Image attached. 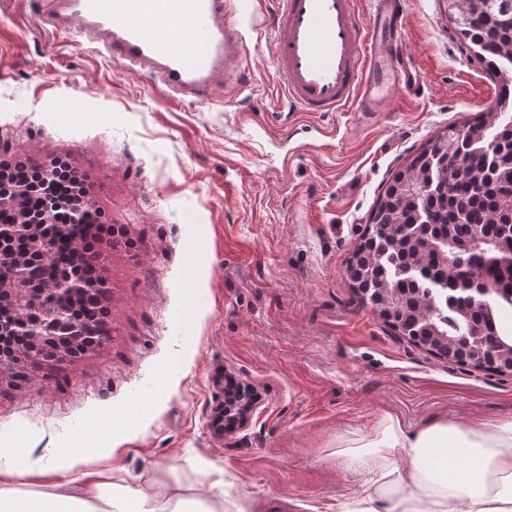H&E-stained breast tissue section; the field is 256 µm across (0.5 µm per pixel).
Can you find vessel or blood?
Masks as SVG:
<instances>
[{"mask_svg": "<svg viewBox=\"0 0 512 512\" xmlns=\"http://www.w3.org/2000/svg\"><path fill=\"white\" fill-rule=\"evenodd\" d=\"M45 18L97 45L123 66L156 78L164 95L212 101L226 76L248 74L238 0H45ZM265 0L273 66L289 111H385L424 89L407 70L405 16L397 0Z\"/></svg>", "mask_w": 512, "mask_h": 512, "instance_id": "b4317fda", "label": "vessel or blood"}]
</instances>
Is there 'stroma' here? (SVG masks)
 I'll return each instance as SVG.
<instances>
[{
    "label": "stroma",
    "instance_id": "35a3bbf8",
    "mask_svg": "<svg viewBox=\"0 0 512 512\" xmlns=\"http://www.w3.org/2000/svg\"><path fill=\"white\" fill-rule=\"evenodd\" d=\"M406 45L423 96L388 111H284L269 29L251 32V79L233 100L178 104L147 74L45 20L40 0H0V145L87 174L138 245L102 251L110 337L62 367L0 379V430L35 448L81 434L86 417L155 388L189 337V371L149 431L118 459L130 486L175 462L202 488L224 470L231 496L262 512H338L364 473L336 441L385 413L414 430L433 419L512 420V376L440 359L398 336L350 288L346 261L393 172L451 125L487 111L497 87L460 44L445 0H404ZM78 98L83 118L59 112ZM231 376L258 394L245 428L208 423Z\"/></svg>",
    "mask_w": 512,
    "mask_h": 512
}]
</instances>
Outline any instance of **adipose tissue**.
Returning <instances> with one entry per match:
<instances>
[{
  "mask_svg": "<svg viewBox=\"0 0 512 512\" xmlns=\"http://www.w3.org/2000/svg\"><path fill=\"white\" fill-rule=\"evenodd\" d=\"M188 361L182 349L164 360L158 389L120 408L119 431L103 433L94 415L80 438L39 454L24 427L0 433V512H254L255 503L226 501L220 478L204 492L156 479L132 489L121 467H96L149 428ZM338 454L368 475L342 512H512V421L434 419L410 431L387 414L371 433L340 441Z\"/></svg>",
  "mask_w": 512,
  "mask_h": 512,
  "instance_id": "obj_1",
  "label": "adipose tissue"
}]
</instances>
